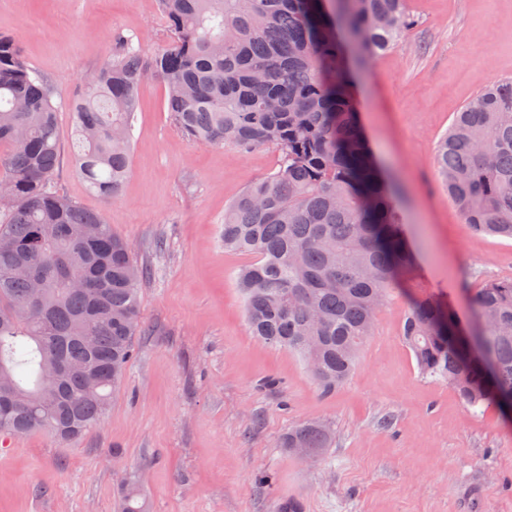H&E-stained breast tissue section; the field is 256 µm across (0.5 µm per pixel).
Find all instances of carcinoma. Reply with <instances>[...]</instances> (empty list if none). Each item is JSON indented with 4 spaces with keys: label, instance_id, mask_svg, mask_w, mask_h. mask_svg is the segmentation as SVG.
<instances>
[{
    "label": "carcinoma",
    "instance_id": "obj_1",
    "mask_svg": "<svg viewBox=\"0 0 512 512\" xmlns=\"http://www.w3.org/2000/svg\"><path fill=\"white\" fill-rule=\"evenodd\" d=\"M172 34L148 53L118 36L70 102L74 162L87 188L119 195L144 84L190 142L274 147L278 169L224 209V250L247 323L262 344L302 359L327 395L355 371L398 281L402 337L418 370L470 407L512 414V279L491 280L461 310L413 274L399 185L376 164L351 94L355 70L414 26L407 0H158ZM53 89L19 41L0 34V434L74 441L121 388L144 331L147 270L104 215L65 197ZM434 168L478 235L512 239V79L482 88L438 140ZM317 421L284 448L329 447ZM120 512H146L136 481Z\"/></svg>",
    "mask_w": 512,
    "mask_h": 512
}]
</instances>
